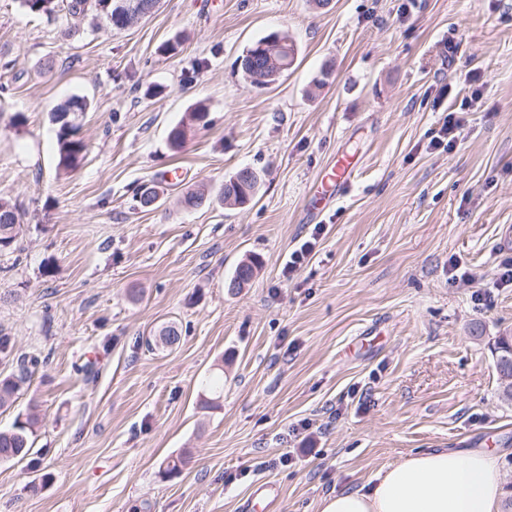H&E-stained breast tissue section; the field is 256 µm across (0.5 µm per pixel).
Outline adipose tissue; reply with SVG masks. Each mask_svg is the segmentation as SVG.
<instances>
[{
    "label": "adipose tissue",
    "instance_id": "1",
    "mask_svg": "<svg viewBox=\"0 0 512 512\" xmlns=\"http://www.w3.org/2000/svg\"><path fill=\"white\" fill-rule=\"evenodd\" d=\"M492 449L432 448L382 469L367 490L326 497L321 512H502Z\"/></svg>",
    "mask_w": 512,
    "mask_h": 512
}]
</instances>
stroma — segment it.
<instances>
[{"label":"stroma","mask_w":512,"mask_h":512,"mask_svg":"<svg viewBox=\"0 0 512 512\" xmlns=\"http://www.w3.org/2000/svg\"><path fill=\"white\" fill-rule=\"evenodd\" d=\"M275 31L295 61L258 89L237 59ZM73 95L92 107L65 172L51 112ZM199 103L207 125L172 150ZM458 111L452 149L432 147ZM339 153L354 179L309 210ZM244 167L261 176L249 205H182ZM0 198L24 224L0 253V334L40 359L0 409L2 430L40 410L32 455L0 463V512H239L260 478L281 489L272 512H321L428 448L497 449L512 484L494 363L512 336V287L496 285L512 257V0H161L120 31L0 0ZM249 258L254 278L229 291ZM172 322L179 344L148 348ZM207 111L204 107H198L188 114V121L184 119L173 126L168 134L169 145L173 149H180L186 141L187 134L194 124L205 123ZM312 239L304 241L299 248L293 250L289 256L288 261L284 265L282 269V275L286 278H290L294 273L300 269L305 262H308L313 253L315 244H316V236L312 234Z\"/></svg>","instance_id":"stroma-1"}]
</instances>
